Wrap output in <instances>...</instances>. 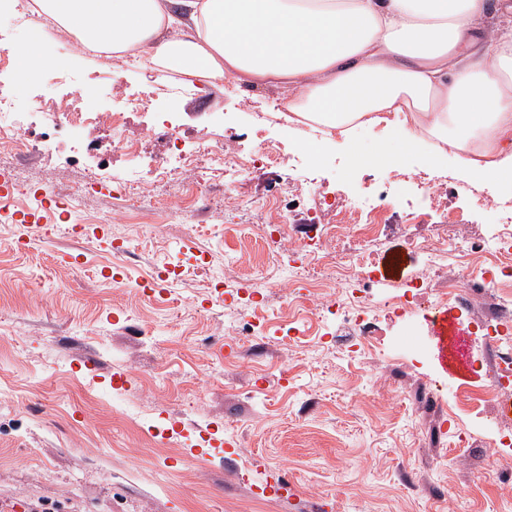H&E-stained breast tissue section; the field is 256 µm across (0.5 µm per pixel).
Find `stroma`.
Listing matches in <instances>:
<instances>
[{"label":"stroma","instance_id":"1","mask_svg":"<svg viewBox=\"0 0 512 512\" xmlns=\"http://www.w3.org/2000/svg\"><path fill=\"white\" fill-rule=\"evenodd\" d=\"M41 46L65 76L14 85L19 97H80L108 112L147 91L150 112L165 113L189 140L230 134L239 154L266 143L288 163L248 175L253 204L231 211L224 177L212 170L203 182L208 203L195 209L184 205L180 175L134 199L113 196L107 176L126 161L117 152L98 172L62 152L20 162L26 181L57 194L97 175L81 215L108 212L113 222L106 242L41 222L29 249L0 251V512L42 498L68 512H512V497L499 491L504 471L483 470L492 430L512 427V418L495 401L482 406L478 424L466 405L449 401L488 383L469 365L496 355L468 330L484 305L448 302L444 335L418 314L378 312L375 347L347 363L320 340L339 329L281 285L287 253L272 254L259 236L277 221L281 195L302 202L288 214L300 241L319 192L343 202L390 189L377 239L342 213L326 243L341 255L367 247L384 300L419 270L412 242L433 240L442 224L451 236L479 238L497 220L480 196L511 203V182L467 177L452 163L432 169L418 155L357 165L343 137L324 142L317 128L276 119L272 93L228 85L177 96L138 67L120 72L116 88L91 55L50 39ZM419 174L434 180V198H423ZM175 204L181 219L158 223L157 210ZM485 262L445 252L430 276L456 283ZM159 269L163 305L137 286ZM219 276L258 288L273 282L258 312L260 337L225 336L241 307L217 298ZM296 325L303 339L289 337ZM443 411L469 428V447H454L452 432L438 427ZM265 474L285 476L296 495L270 493Z\"/></svg>","mask_w":512,"mask_h":512}]
</instances>
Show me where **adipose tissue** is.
<instances>
[{
  "label": "adipose tissue",
  "instance_id": "adipose-tissue-1",
  "mask_svg": "<svg viewBox=\"0 0 512 512\" xmlns=\"http://www.w3.org/2000/svg\"><path fill=\"white\" fill-rule=\"evenodd\" d=\"M46 21L151 72L271 87L350 135L406 114L404 156L512 180V0H36Z\"/></svg>",
  "mask_w": 512,
  "mask_h": 512
}]
</instances>
